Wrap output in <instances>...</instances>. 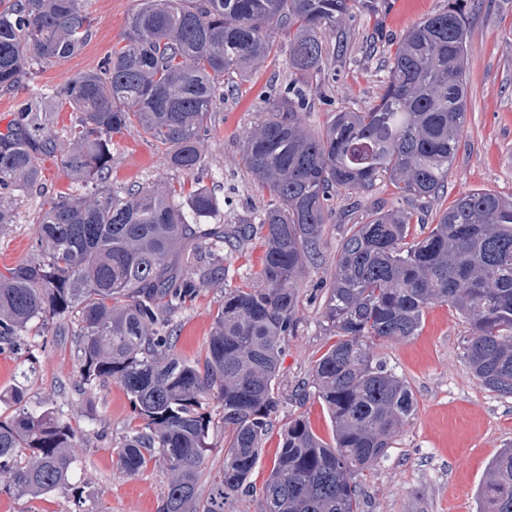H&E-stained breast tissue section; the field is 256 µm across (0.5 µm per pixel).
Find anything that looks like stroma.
<instances>
[{
    "label": "stroma",
    "mask_w": 512,
    "mask_h": 512,
    "mask_svg": "<svg viewBox=\"0 0 512 512\" xmlns=\"http://www.w3.org/2000/svg\"><path fill=\"white\" fill-rule=\"evenodd\" d=\"M85 2L93 22L92 39L79 54L43 65L31 81L0 93V132L32 88H55L77 73L98 69L120 42L137 4V0ZM445 4L446 0H377L376 13L347 20V51L330 58L325 71L308 80L311 107L303 115L305 123L321 128L331 108L355 111L377 102L398 41ZM468 12L470 97L448 187L441 198L404 204L390 181L383 179L368 194L337 197L322 254L299 280V328L284 345L276 381L283 404L252 474L255 486H262L270 473L288 418L303 417L316 435L332 437L331 419L321 401L312 396L299 402L293 394L298 385L310 382L311 368L327 347L321 318L325 284L347 228L364 223L376 204L402 205L419 216V224L412 227L417 235L423 223L435 222L461 193L482 189L512 197V0H470ZM291 78L287 56L279 51L224 86V102L212 118L206 146L209 173L199 182L217 197L225 223L237 222L267 201L241 164L243 139L267 118L276 91ZM41 168L40 185L20 195L13 224L0 231V271L29 258L44 199L81 191L57 156H43ZM110 179L116 186L158 190L198 181L164 166L156 145L133 132L112 138ZM264 251L259 234L243 249L225 250L224 283L202 291L175 316V349L184 359H204L225 284L258 285ZM467 329L455 309L437 304L426 310L417 336L375 345L377 357L409 384L415 410L394 438L387 460L360 477L362 512H477V490L489 461L512 444V398L482 387L471 374L460 356V340ZM75 382L69 346L53 341L39 325L31 326L24 348L0 352V415L11 414L12 389L21 383L30 404L62 409L79 431L74 449L77 467L70 485L39 497L2 492L0 512H159L169 481L163 465L149 463L131 476L120 469L118 446L135 424L128 396L111 382L91 406L79 395Z\"/></svg>",
    "instance_id": "stroma-1"
}]
</instances>
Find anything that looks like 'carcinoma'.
<instances>
[{
  "mask_svg": "<svg viewBox=\"0 0 512 512\" xmlns=\"http://www.w3.org/2000/svg\"><path fill=\"white\" fill-rule=\"evenodd\" d=\"M375 0H141L96 70L36 89L0 132V230L15 192L39 185L41 156L86 194L43 203L32 257L0 273V349L25 342L32 321L70 339L84 393L109 382L131 401L135 425L118 457L133 475L160 461L170 475L161 512H224L249 478L281 399L282 345L298 329V280L320 255L336 197L367 194L387 178L402 198L434 199L448 185L470 93L468 0H447L397 44L379 102L331 113L314 132L301 84L327 64L325 34L344 51L343 23ZM93 33L84 0H0V92L35 67L79 54ZM288 38L294 84L271 117L244 137L241 161L268 196L255 217L218 220L208 189L154 191L109 182L112 136L142 133L176 171L204 170L211 114L224 79L256 65L276 35ZM76 113L62 136L55 113ZM264 230L258 277L224 289L202 361L173 352V315L224 280V247ZM411 213L374 207L342 238L322 317L336 341L312 370L333 442L302 418L282 431L260 512H360L357 478L388 457L414 411L412 390L373 352L378 341L418 334L425 310L447 303L469 324L462 357L483 387L512 397V199L461 194L419 240ZM76 319L79 329L70 330ZM213 397L227 432L224 466L199 493L211 448ZM0 417V491L40 496L69 485L77 432L56 408L23 403ZM477 512H512V448L488 464Z\"/></svg>",
  "mask_w": 512,
  "mask_h": 512,
  "instance_id": "carcinoma-1",
  "label": "carcinoma"
}]
</instances>
